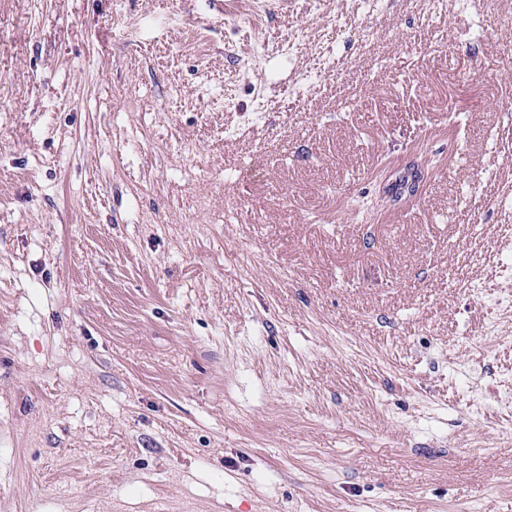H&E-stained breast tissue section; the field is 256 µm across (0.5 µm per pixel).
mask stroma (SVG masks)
<instances>
[{
    "label": "stroma",
    "mask_w": 512,
    "mask_h": 512,
    "mask_svg": "<svg viewBox=\"0 0 512 512\" xmlns=\"http://www.w3.org/2000/svg\"><path fill=\"white\" fill-rule=\"evenodd\" d=\"M0 512H512V0H0Z\"/></svg>",
    "instance_id": "obj_1"
}]
</instances>
